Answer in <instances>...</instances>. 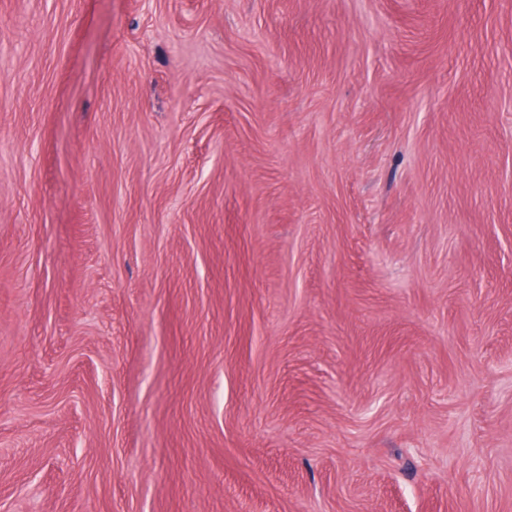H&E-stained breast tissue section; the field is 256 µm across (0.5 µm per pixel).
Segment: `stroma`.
Here are the masks:
<instances>
[{
    "instance_id": "obj_1",
    "label": "stroma",
    "mask_w": 512,
    "mask_h": 512,
    "mask_svg": "<svg viewBox=\"0 0 512 512\" xmlns=\"http://www.w3.org/2000/svg\"><path fill=\"white\" fill-rule=\"evenodd\" d=\"M0 512H512V0H0Z\"/></svg>"
}]
</instances>
